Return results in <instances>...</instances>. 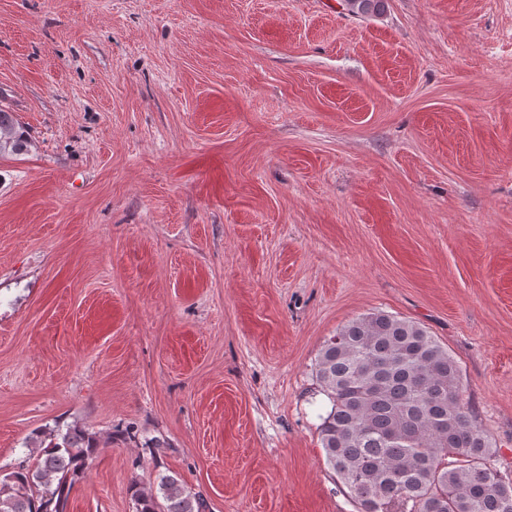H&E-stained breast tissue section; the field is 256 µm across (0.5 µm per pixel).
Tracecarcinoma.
Segmentation results:
<instances>
[{
    "instance_id": "carcinoma-1",
    "label": "carcinoma",
    "mask_w": 512,
    "mask_h": 512,
    "mask_svg": "<svg viewBox=\"0 0 512 512\" xmlns=\"http://www.w3.org/2000/svg\"><path fill=\"white\" fill-rule=\"evenodd\" d=\"M376 16L385 0H344ZM30 145L0 108V155ZM316 377L332 406L320 424L325 461L358 512H512V482L492 467V440L464 402L455 358L422 324L383 311L359 316L326 340ZM101 445L77 425L36 435L29 458L0 469V512H66ZM135 512H208L174 474L130 487Z\"/></svg>"
}]
</instances>
